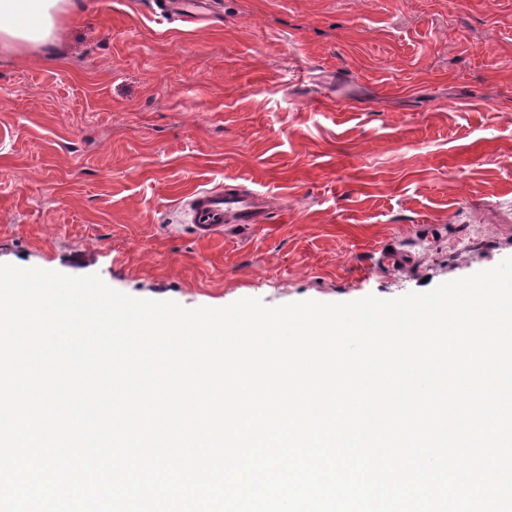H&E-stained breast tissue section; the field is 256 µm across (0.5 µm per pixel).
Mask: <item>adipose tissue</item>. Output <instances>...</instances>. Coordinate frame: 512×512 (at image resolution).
Instances as JSON below:
<instances>
[{
    "label": "adipose tissue",
    "mask_w": 512,
    "mask_h": 512,
    "mask_svg": "<svg viewBox=\"0 0 512 512\" xmlns=\"http://www.w3.org/2000/svg\"><path fill=\"white\" fill-rule=\"evenodd\" d=\"M70 0H0V45L38 47L51 42Z\"/></svg>",
    "instance_id": "obj_1"
}]
</instances>
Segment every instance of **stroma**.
I'll list each match as a JSON object with an SVG mask.
<instances>
[{"instance_id": "35a3bbf8", "label": "stroma", "mask_w": 512, "mask_h": 512, "mask_svg": "<svg viewBox=\"0 0 512 512\" xmlns=\"http://www.w3.org/2000/svg\"><path fill=\"white\" fill-rule=\"evenodd\" d=\"M281 223L201 238L186 194ZM512 257V0H73L0 48V263L138 298L392 299Z\"/></svg>"}]
</instances>
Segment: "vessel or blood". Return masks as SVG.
Segmentation results:
<instances>
[{"mask_svg":"<svg viewBox=\"0 0 512 512\" xmlns=\"http://www.w3.org/2000/svg\"><path fill=\"white\" fill-rule=\"evenodd\" d=\"M184 207L192 228L201 237L222 233L228 224L270 223L272 213L262 193L221 186L192 193Z\"/></svg>","mask_w":512,"mask_h":512,"instance_id":"1","label":"vessel or blood"}]
</instances>
